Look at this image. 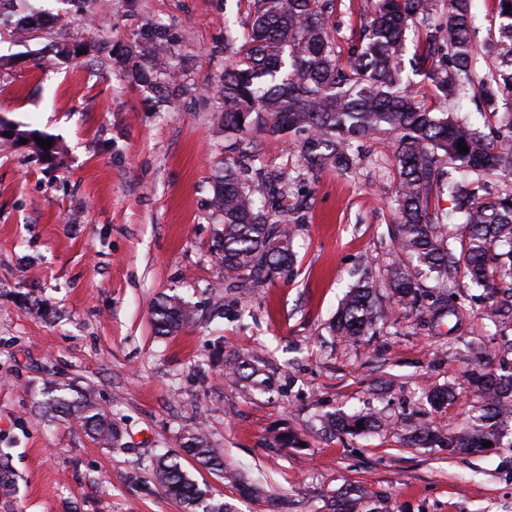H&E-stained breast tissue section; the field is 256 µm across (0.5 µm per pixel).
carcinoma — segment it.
Returning a JSON list of instances; mask_svg holds the SVG:
<instances>
[{"label":"carcinoma","mask_w":512,"mask_h":512,"mask_svg":"<svg viewBox=\"0 0 512 512\" xmlns=\"http://www.w3.org/2000/svg\"><path fill=\"white\" fill-rule=\"evenodd\" d=\"M248 34L214 86L224 101L218 116L231 155L212 184L211 207L220 228L214 250L230 288H266L294 266L293 240L305 223L306 202L294 197L279 175L242 163L254 152L252 134L281 141L297 153L308 172L352 171L363 143L388 139L394 146L398 179L392 205L395 256L386 269L389 303L380 300L369 264L358 270L331 323V332L359 343L391 320L394 308L465 325L466 300L445 298L423 289L426 273L442 287L459 280L487 292L492 321L500 335L512 329V0H498L499 24L484 49L472 38L471 0H370L362 15L357 47L347 60L336 53L327 27L328 0H250ZM424 35L408 53L407 32ZM165 33L121 55L122 68L139 86L153 90L176 85ZM485 68L477 66L479 55ZM431 85L444 101L432 112L411 88ZM473 92L478 124L462 114L459 100ZM464 145V153L458 145ZM506 181L492 193L488 178ZM450 194L451 210L439 206ZM155 330L168 335L195 322V309L176 295L152 308ZM228 374L250 392H268L271 377L250 354L225 359ZM466 427L441 433L429 418L407 428L405 440L422 448H451L473 454L493 442L512 423V369L498 373L472 366L467 387L447 385L426 392L436 410L468 399ZM44 412L73 417L98 442L116 439L111 418L91 397L70 384L53 383L43 392ZM327 426L355 435L382 430L392 422L368 412L328 414ZM182 451L208 470L224 471V462L198 428L184 437ZM164 492L184 512H233L182 467L180 455L165 452L154 467Z\"/></svg>","instance_id":"obj_1"}]
</instances>
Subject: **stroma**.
I'll list each match as a JSON object with an SVG mask.
<instances>
[{
    "label": "stroma",
    "instance_id": "35a3bbf8",
    "mask_svg": "<svg viewBox=\"0 0 512 512\" xmlns=\"http://www.w3.org/2000/svg\"><path fill=\"white\" fill-rule=\"evenodd\" d=\"M364 6L334 0L328 13L341 58ZM249 21L248 0H0V121L57 148L49 160L30 143L0 147V453L14 480L0 512H183L153 460L200 423L225 467L263 491L195 471L237 512H336L350 498L359 512H512V431L474 454L403 442L421 414L445 433L465 427L464 405L435 414L423 392L463 384L473 339L500 360L487 301H473L462 334L403 311L358 344L329 331L359 263L381 280L394 255L389 141L365 143L353 172L309 173L286 144L255 135V167L305 195L306 222L292 273L259 291L225 286L210 208L224 103L211 87ZM158 29L175 41L182 84L164 103L117 61ZM80 43L83 54H63ZM174 293L196 304V321L157 336L151 308ZM233 351L260 356L273 389L248 395L225 377ZM52 381L90 391L120 446L43 414ZM372 410L391 427L323 426L327 412ZM283 429L300 447H270Z\"/></svg>",
    "mask_w": 512,
    "mask_h": 512
}]
</instances>
